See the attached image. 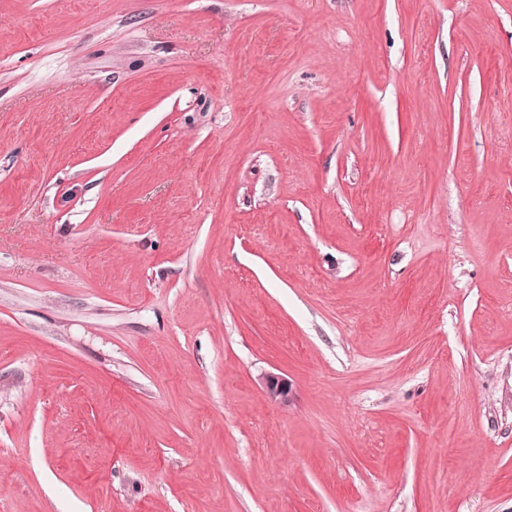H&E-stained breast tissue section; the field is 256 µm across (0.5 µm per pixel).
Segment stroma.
<instances>
[{
  "instance_id": "obj_1",
  "label": "stroma",
  "mask_w": 512,
  "mask_h": 512,
  "mask_svg": "<svg viewBox=\"0 0 512 512\" xmlns=\"http://www.w3.org/2000/svg\"><path fill=\"white\" fill-rule=\"evenodd\" d=\"M0 512H512V0H0ZM265 397L275 405L287 407L292 396V383L282 374L266 373L261 379Z\"/></svg>"
}]
</instances>
